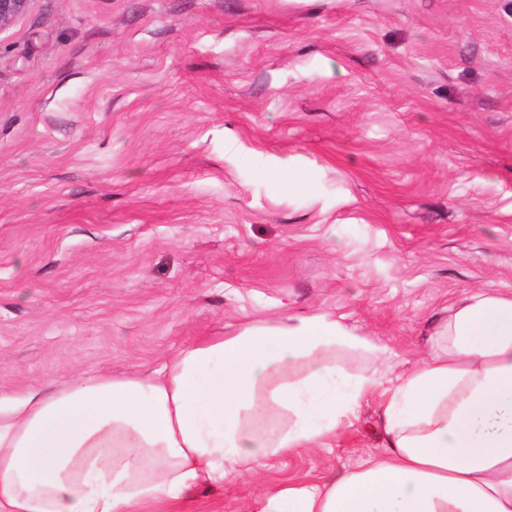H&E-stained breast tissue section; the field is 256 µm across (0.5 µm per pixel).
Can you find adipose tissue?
Listing matches in <instances>:
<instances>
[{
	"label": "adipose tissue",
	"mask_w": 512,
	"mask_h": 512,
	"mask_svg": "<svg viewBox=\"0 0 512 512\" xmlns=\"http://www.w3.org/2000/svg\"><path fill=\"white\" fill-rule=\"evenodd\" d=\"M379 346L326 313L179 350L147 375L53 380L0 397V512H153L302 449H328L376 401L382 450L248 512H512V296L464 294L422 357L355 375ZM285 418L262 431L269 406Z\"/></svg>",
	"instance_id": "1"
}]
</instances>
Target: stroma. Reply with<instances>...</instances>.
Masks as SVG:
<instances>
[{"instance_id":"stroma-1","label":"stroma","mask_w":512,"mask_h":512,"mask_svg":"<svg viewBox=\"0 0 512 512\" xmlns=\"http://www.w3.org/2000/svg\"><path fill=\"white\" fill-rule=\"evenodd\" d=\"M480 288L512 294V0H32L0 32L1 397L322 312L384 349L348 373L398 369ZM378 424L179 512L338 474Z\"/></svg>"}]
</instances>
